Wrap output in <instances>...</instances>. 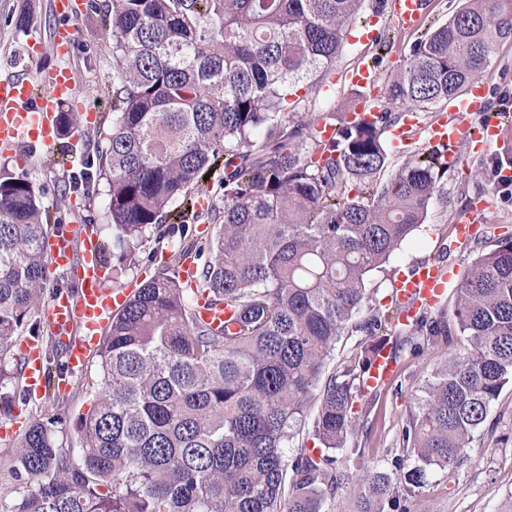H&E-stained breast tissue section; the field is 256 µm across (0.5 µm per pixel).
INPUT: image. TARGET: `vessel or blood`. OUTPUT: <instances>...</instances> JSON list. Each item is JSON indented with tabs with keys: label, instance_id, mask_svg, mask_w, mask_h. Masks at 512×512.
Returning a JSON list of instances; mask_svg holds the SVG:
<instances>
[{
	"label": "vessel or blood",
	"instance_id": "b4317fda",
	"mask_svg": "<svg viewBox=\"0 0 512 512\" xmlns=\"http://www.w3.org/2000/svg\"><path fill=\"white\" fill-rule=\"evenodd\" d=\"M51 7L60 24L50 36L49 47L60 54H69L75 40L74 22L86 10L84 0H52ZM423 13V0H392L389 22L400 30L417 27ZM351 85L364 89L365 95L353 113L354 118L370 120L381 110L376 94L377 72L374 64L353 66L347 73ZM77 96L74 71L58 66L43 72L39 79L26 75L0 79V152L11 153L24 145L39 148L43 157L54 158L59 150L58 114L63 106ZM487 85L474 82L463 97L451 100L449 117L438 120L427 130L433 144L451 147L465 145L468 149L488 150L501 136V128L493 121L471 123L469 114L485 111ZM487 207L485 198H478L467 215L455 224L460 242H468L475 234ZM101 247L91 225L76 222L57 231L51 239L48 254L49 270L69 269L75 290L58 291L50 297L44 317L54 331L56 340L67 350V367L78 371L85 364L96 336L106 328L110 317L126 301L128 292L112 287L102 272ZM451 272L443 267L423 264L413 273L400 276L394 294L405 306V315L439 305L451 283ZM27 364L22 371L27 392H40L46 386L47 373L36 341H27L23 348Z\"/></svg>",
	"mask_w": 512,
	"mask_h": 512
}]
</instances>
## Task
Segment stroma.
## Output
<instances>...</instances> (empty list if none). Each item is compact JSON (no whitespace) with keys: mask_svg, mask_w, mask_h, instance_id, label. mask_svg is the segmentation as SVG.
I'll use <instances>...</instances> for the list:
<instances>
[{"mask_svg":"<svg viewBox=\"0 0 512 512\" xmlns=\"http://www.w3.org/2000/svg\"><path fill=\"white\" fill-rule=\"evenodd\" d=\"M372 17L371 10H364L351 27L341 55L325 78L331 92L323 100L300 106L299 113L305 120L315 121L321 113L341 107L351 94L346 73L360 57H377L384 73L403 68L418 32L399 34L388 28L378 43H368L362 34ZM23 19L37 24L45 36L59 24L51 0H0V77L14 73L33 77L57 66H72L80 93L97 108V123L86 140L76 143L64 135L59 143L74 145L80 153L95 151L101 145L103 129L112 123L110 103L100 92L112 80L110 37L89 12L76 22V41L69 55L60 57L46 52L32 57L27 53L29 35L19 28ZM480 78L488 85L487 109L473 114L476 122L497 116L500 92L512 91V42L499 45L491 68ZM508 153L512 154V131L487 153L463 154L461 164L449 166L440 180L438 197L429 208L425 231L396 251L385 272L372 277L373 285L379 288L380 305H387L397 277L413 265L441 254L446 264L460 272L475 252L493 248L501 238L512 235V197L500 192L498 177L492 170L495 160ZM4 163L42 184L47 201L62 216L75 210L86 223L96 226L104 246V267L113 287L139 288L162 267L169 275H178L182 260L170 250L169 228L165 225L144 238L134 265L122 266L121 249L113 240L112 223L102 206L108 191L106 180H97L89 194L64 195L60 188L71 181V174L47 162L34 149L22 147L9 155L0 154V165ZM479 195L489 196L490 207L477 226V238L470 244L456 245L454 226L467 212L470 200ZM468 351L467 342L456 339L448 344L424 345L420 353H405L397 359L395 372L379 388L363 427L354 433L355 440L366 448L365 471H391L394 450L399 446L415 394L437 367L466 356ZM19 371L15 356H7L0 364V402L8 401L11 406L9 414L0 413V422L9 416L25 430L36 420L54 415L61 421L59 444L79 447L76 424L95 402L93 386L101 379L97 355H90L86 366L73 374L71 389L52 386L39 398L24 396ZM465 454V465L454 474L437 470L428 476L424 487L409 498L408 512H507L512 507V383L506 384L492 402L485 428L475 435Z\"/></svg>","mask_w":512,"mask_h":512,"instance_id":"1","label":"stroma"}]
</instances>
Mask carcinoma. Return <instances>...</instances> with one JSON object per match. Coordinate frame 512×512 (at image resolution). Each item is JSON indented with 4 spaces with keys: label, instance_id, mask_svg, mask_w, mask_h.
<instances>
[{
    "label": "carcinoma",
    "instance_id": "1",
    "mask_svg": "<svg viewBox=\"0 0 512 512\" xmlns=\"http://www.w3.org/2000/svg\"><path fill=\"white\" fill-rule=\"evenodd\" d=\"M365 0H111L95 8L112 36V129L82 165L80 185L104 174V209L128 251L147 230L202 219L218 225L193 287L152 278L112 318L98 350L102 390L77 423L80 447L57 444L58 419L33 423L9 470L20 489L0 512H322L355 458L338 459L379 352L418 353L461 336L470 353L445 364L416 398L392 477L363 479L346 512H407L430 471L460 468L512 379V238L481 251L445 309L396 331L400 311L373 302L372 272L424 224L448 166L421 152L389 165L381 113L323 140L298 105L322 94L320 74L343 50ZM512 40V0H463L418 38L406 67L380 76L393 105L431 108L463 92ZM219 173L224 207L208 199ZM44 187L0 169V359L29 328L47 236L58 226ZM230 312L215 329L199 301ZM367 337L327 376L312 433L320 449L288 454L293 430L343 334Z\"/></svg>",
    "mask_w": 512,
    "mask_h": 512
}]
</instances>
